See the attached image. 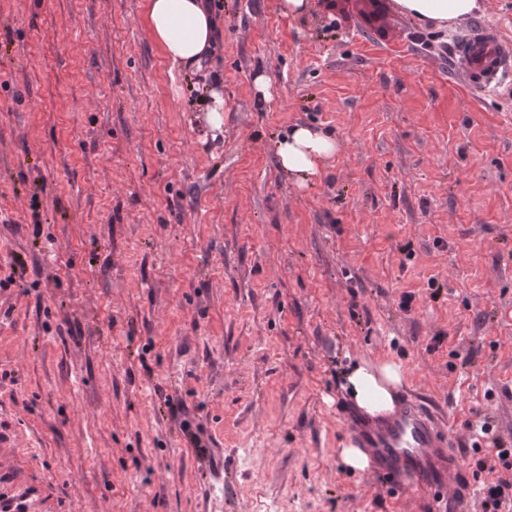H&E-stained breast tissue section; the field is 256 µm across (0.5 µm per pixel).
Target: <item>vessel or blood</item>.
Instances as JSON below:
<instances>
[{
	"label": "vessel or blood",
	"instance_id": "1",
	"mask_svg": "<svg viewBox=\"0 0 512 512\" xmlns=\"http://www.w3.org/2000/svg\"><path fill=\"white\" fill-rule=\"evenodd\" d=\"M454 68L469 86L487 87L512 75V46L483 30L459 46ZM342 423L370 457L372 475L401 500L426 512H475L465 460L448 434L414 399L378 418L344 413Z\"/></svg>",
	"mask_w": 512,
	"mask_h": 512
}]
</instances>
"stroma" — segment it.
Here are the masks:
<instances>
[{
	"instance_id": "stroma-1",
	"label": "stroma",
	"mask_w": 512,
	"mask_h": 512,
	"mask_svg": "<svg viewBox=\"0 0 512 512\" xmlns=\"http://www.w3.org/2000/svg\"><path fill=\"white\" fill-rule=\"evenodd\" d=\"M278 4L211 0L190 74L146 0H0V498L24 512H424L341 461L362 359L464 458L512 446V81L452 63L479 27L512 43V0L394 5L380 35ZM296 123L341 143L307 190L270 150ZM477 0H397L400 9L422 23L464 19L476 8ZM201 105L203 107L202 111L206 112L207 124L213 130L221 131L224 127V112L230 111V107L221 92L213 87L204 88Z\"/></svg>"
}]
</instances>
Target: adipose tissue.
Here are the masks:
<instances>
[{
  "instance_id": "1",
  "label": "adipose tissue",
  "mask_w": 512,
  "mask_h": 512,
  "mask_svg": "<svg viewBox=\"0 0 512 512\" xmlns=\"http://www.w3.org/2000/svg\"><path fill=\"white\" fill-rule=\"evenodd\" d=\"M400 9L423 23L471 15L476 0H397ZM147 31L165 56L185 69H202L216 46L217 18L208 0H148ZM340 150L335 136L297 124L274 143L280 172L298 188L308 187ZM403 375L392 363L364 364L344 374L345 388L364 413L393 411Z\"/></svg>"
}]
</instances>
